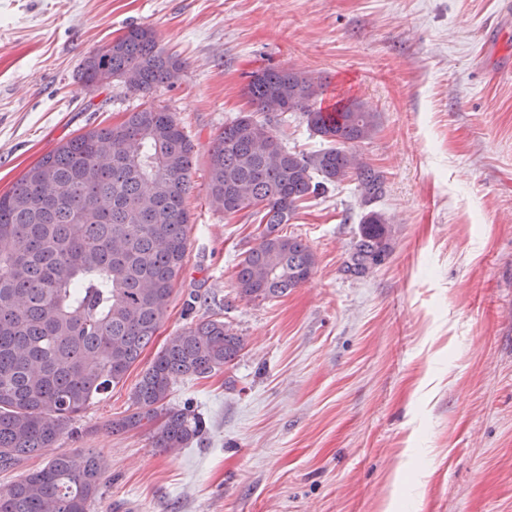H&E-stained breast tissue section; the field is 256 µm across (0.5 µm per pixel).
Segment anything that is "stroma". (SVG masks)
Here are the masks:
<instances>
[{"label": "stroma", "instance_id": "1", "mask_svg": "<svg viewBox=\"0 0 512 512\" xmlns=\"http://www.w3.org/2000/svg\"><path fill=\"white\" fill-rule=\"evenodd\" d=\"M500 0H0V192L71 137L146 100L86 88L80 62L132 25L186 63L153 94L196 146L189 249L154 342L125 379L42 455L0 470V488L60 453L107 468L91 512H512V73L489 42ZM321 79L323 106L356 97L379 129L358 146L384 190L355 182L309 200L283 230L310 246L311 278L249 301L234 270L262 242L243 215L213 212L210 141L248 108L251 72ZM392 250L344 273L366 209ZM193 311H186L189 296ZM215 317L243 337L209 378L168 401L198 413L200 441L153 447L126 414L171 336Z\"/></svg>", "mask_w": 512, "mask_h": 512}]
</instances>
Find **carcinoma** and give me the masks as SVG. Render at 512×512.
I'll return each mask as SVG.
<instances>
[{
	"label": "carcinoma",
	"mask_w": 512,
	"mask_h": 512,
	"mask_svg": "<svg viewBox=\"0 0 512 512\" xmlns=\"http://www.w3.org/2000/svg\"><path fill=\"white\" fill-rule=\"evenodd\" d=\"M186 63L166 52L148 26H132L87 56L77 71L88 88L132 72V94L170 87ZM323 83L265 68L241 112L208 147L207 198L226 215L244 210L263 226L262 245L237 264L240 297L288 294L312 275L315 256L282 233L302 204L347 179L364 202L383 175L356 147L379 128L358 99L327 111ZM298 112L327 146L290 150L273 125ZM195 144L165 107L150 105L120 123L91 128L58 146L0 192V467L52 448L73 418L123 381L160 329L189 247ZM384 214L366 212L344 272L361 277L390 251ZM243 338L205 318L171 337L131 391L132 410L108 421L113 432L155 426L157 448L176 451L203 436L200 418L168 405L175 382L207 377L233 362ZM106 462L93 453L57 454L0 489V512H90Z\"/></svg>",
	"instance_id": "obj_1"
}]
</instances>
